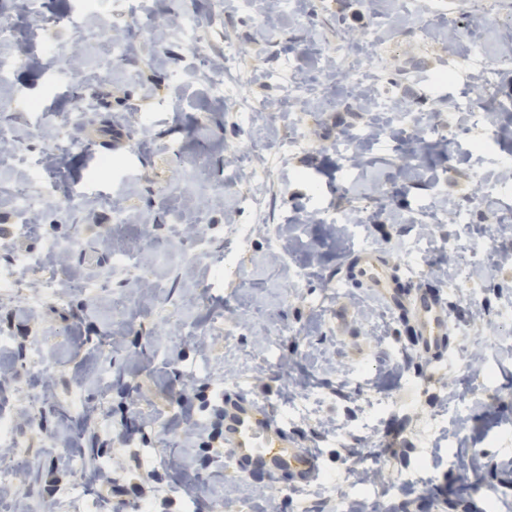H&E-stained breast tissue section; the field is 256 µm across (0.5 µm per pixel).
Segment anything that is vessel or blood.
I'll return each mask as SVG.
<instances>
[{
	"label": "vessel or blood",
	"instance_id": "b4317fda",
	"mask_svg": "<svg viewBox=\"0 0 512 512\" xmlns=\"http://www.w3.org/2000/svg\"><path fill=\"white\" fill-rule=\"evenodd\" d=\"M351 275L389 298L393 306L414 321L419 351L433 357L446 349L448 311L440 292L418 289L398 293L394 275L371 256L364 257L352 269ZM219 408L224 412V452L238 473L270 479L286 476L299 485L315 477L318 469L316 455L299 448L276 425L263 404L254 399L226 395Z\"/></svg>",
	"mask_w": 512,
	"mask_h": 512
}]
</instances>
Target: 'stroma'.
I'll use <instances>...</instances> for the list:
<instances>
[{
	"label": "stroma",
	"mask_w": 512,
	"mask_h": 512,
	"mask_svg": "<svg viewBox=\"0 0 512 512\" xmlns=\"http://www.w3.org/2000/svg\"><path fill=\"white\" fill-rule=\"evenodd\" d=\"M440 4L416 0L396 22L388 0H254L248 14L237 0H141L138 19L114 23L127 44L116 57L84 0L27 11L0 0L13 28L0 44L12 59L0 130L18 142L0 152V270L19 278L17 294L0 295V373L12 376L0 410L29 416L13 431L21 466L0 512H81L65 494L63 451L88 435L101 449L91 472L112 473L93 488L99 512H211L218 499L224 512H260L267 497L280 512H338L360 501L367 470L382 471L371 497L391 512H512V136L488 122L451 146L426 137L428 126L468 125L457 88L432 81L448 62ZM78 19L93 36L72 76ZM457 28L462 53L494 63L492 108L507 120L512 17L462 15ZM351 34L377 43L359 67L405 106L402 121L357 108L349 59L326 62ZM229 47L247 76L220 100L210 85ZM286 62L299 79L321 73L316 107L283 102L271 76ZM255 98L276 110L242 118ZM31 100L68 125L42 123ZM298 135L307 148L285 151ZM104 155L124 164L101 179ZM38 169L49 196L24 225L17 199ZM336 212L356 219L327 224ZM366 253L401 282L445 293L444 352L422 355L392 304L347 278ZM49 284L58 297L41 299ZM222 393L262 401L316 454V478L295 486L226 469L203 409ZM463 460L478 487L459 483ZM173 480L196 496L165 509Z\"/></svg>",
	"instance_id": "35a3bbf8"
}]
</instances>
